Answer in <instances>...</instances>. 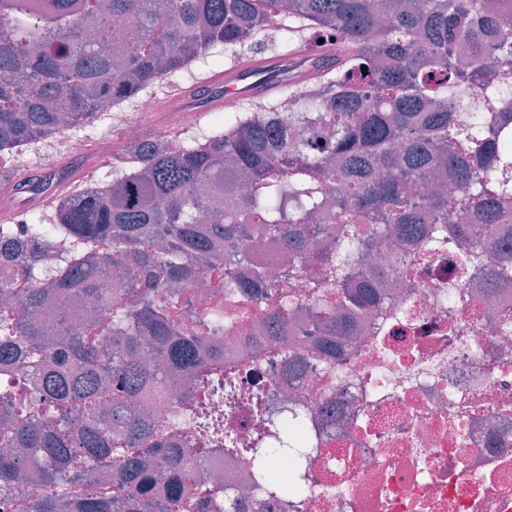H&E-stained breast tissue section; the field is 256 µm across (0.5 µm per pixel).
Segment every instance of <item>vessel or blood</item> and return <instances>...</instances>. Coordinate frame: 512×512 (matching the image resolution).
<instances>
[{
  "label": "vessel or blood",
  "instance_id": "1",
  "mask_svg": "<svg viewBox=\"0 0 512 512\" xmlns=\"http://www.w3.org/2000/svg\"><path fill=\"white\" fill-rule=\"evenodd\" d=\"M293 58L295 63L290 66L276 56H247L207 76L203 93L186 88L173 90L165 108L174 111L179 106L192 105L203 112H215L233 100L257 104L273 95L281 87L284 77H291L300 84L312 78L317 68L336 63V53L332 47L308 39L298 44ZM95 168L92 162L80 168L72 180L57 184L52 192L41 195L40 206L54 208L58 198L71 193L77 184L91 182Z\"/></svg>",
  "mask_w": 512,
  "mask_h": 512
}]
</instances>
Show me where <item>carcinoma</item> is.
<instances>
[{
    "instance_id": "1",
    "label": "carcinoma",
    "mask_w": 512,
    "mask_h": 512,
    "mask_svg": "<svg viewBox=\"0 0 512 512\" xmlns=\"http://www.w3.org/2000/svg\"><path fill=\"white\" fill-rule=\"evenodd\" d=\"M271 12L288 20L282 33H332L343 49L336 68L304 88L284 80L276 104L228 114L180 149L140 138L111 179L60 197L49 220L32 212L21 228L0 222V270L22 293L18 306L0 305V365L20 352L35 389L25 404L0 393V419L14 420L0 442L43 459L31 473L25 458L0 454V495L35 483L30 512H158L152 461L168 474L164 512H198L202 463L135 404L176 374L190 375L194 394L179 412L182 435L238 456L278 496L299 490L273 463H297L311 445L304 414L272 411L261 390L249 415L263 428L238 441L235 391L247 363L224 358V306L206 324L169 295L209 260L249 264L253 224L277 243L285 272L275 282L233 277L224 299L249 290L272 301L257 326L285 348L290 375L304 356L288 348V311L314 290L351 312L377 301L373 275L350 282L347 258L411 239L417 260L438 219L460 242L467 218L494 234L512 225V16L486 12L482 0H0V164L38 138L92 123L101 100L123 106L219 47L251 46ZM489 87L499 111L481 105ZM286 105L297 111L288 125L277 121ZM441 167L450 200L429 187ZM68 177L60 167L18 194H44ZM49 235L79 252L30 286L31 259ZM310 261L321 280L306 278ZM487 271L511 283L512 252ZM77 297L92 306L80 328ZM26 311L46 314L55 333ZM347 329L315 339L312 353L336 358ZM105 332L109 353L98 345ZM216 396L221 414L208 407ZM77 415L84 422L74 429ZM89 462L112 469V480L78 495Z\"/></svg>"
}]
</instances>
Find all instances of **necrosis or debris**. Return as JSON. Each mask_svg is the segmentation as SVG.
Segmentation results:
<instances>
[{
  "instance_id": "obj_1",
  "label": "necrosis or debris",
  "mask_w": 512,
  "mask_h": 512,
  "mask_svg": "<svg viewBox=\"0 0 512 512\" xmlns=\"http://www.w3.org/2000/svg\"><path fill=\"white\" fill-rule=\"evenodd\" d=\"M379 246L383 303L355 316L335 361L309 359L287 379L278 344L249 321L228 325L224 344L252 356L275 403L305 412L313 445L300 463L302 489L274 498L241 461L204 456V480L223 481V502L245 512H512V284L485 288L461 273V251ZM230 265L214 261L182 290L196 309L224 297ZM288 316L294 345L333 335V303Z\"/></svg>"
}]
</instances>
